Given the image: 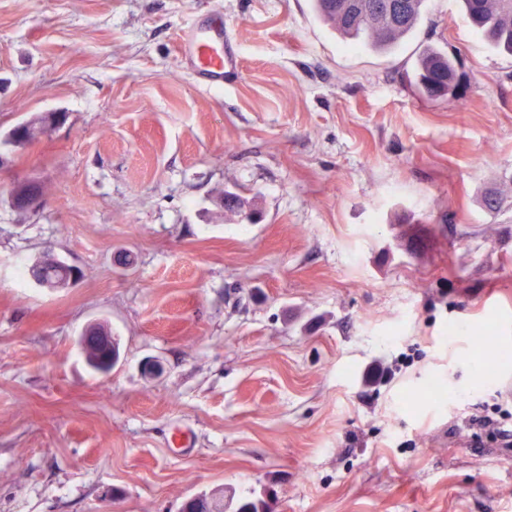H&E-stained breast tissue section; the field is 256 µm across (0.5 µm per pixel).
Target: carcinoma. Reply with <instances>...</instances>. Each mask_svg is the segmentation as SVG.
Here are the masks:
<instances>
[{"label": "carcinoma", "mask_w": 512, "mask_h": 512, "mask_svg": "<svg viewBox=\"0 0 512 512\" xmlns=\"http://www.w3.org/2000/svg\"><path fill=\"white\" fill-rule=\"evenodd\" d=\"M426 0H314L319 15L341 34L359 40L363 45L388 52L416 29ZM465 13L476 30L487 37L498 50L512 54V0H463ZM414 87L429 98L458 93L457 70L453 57L435 48L424 50L413 70ZM52 115L26 122L29 134L14 140L17 146L34 142ZM73 267L65 262L44 264L36 258L27 272H39L50 289L66 286ZM215 502L222 512H273L263 498L237 497L231 493L213 492L199 495V502L188 505L185 512H203L201 502Z\"/></svg>", "instance_id": "obj_1"}]
</instances>
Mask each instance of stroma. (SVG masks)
<instances>
[{"label": "stroma", "instance_id": "1", "mask_svg": "<svg viewBox=\"0 0 512 512\" xmlns=\"http://www.w3.org/2000/svg\"><path fill=\"white\" fill-rule=\"evenodd\" d=\"M215 11L237 60L220 89L179 49ZM426 44L459 96L410 86ZM48 112L62 124L6 143ZM0 156V512H180L215 490L512 512V447L476 422L512 412V55L460 0H427L389 54L312 0H0ZM29 179L46 202L21 214ZM48 249L73 286L18 280ZM98 321L120 347L105 377L77 344ZM52 117H53V115L48 114L45 116H40L38 118H35L31 121H23L29 127V134L26 138H20V139L14 140L13 141L14 144L17 146H25L30 143H33L38 138V135L41 133L43 127L52 120ZM26 125L20 124V125L14 126L13 129L11 130V135L13 137L25 136L26 130H27ZM38 182V181H37ZM39 183V182H38ZM39 187L43 192V186L39 183ZM39 190L23 192L18 187L13 188L9 195V202L14 209L26 211L27 213H38L44 202V194Z\"/></svg>", "mask_w": 512, "mask_h": 512}]
</instances>
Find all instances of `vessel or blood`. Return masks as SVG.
<instances>
[{
    "label": "vessel or blood",
    "mask_w": 512,
    "mask_h": 512,
    "mask_svg": "<svg viewBox=\"0 0 512 512\" xmlns=\"http://www.w3.org/2000/svg\"><path fill=\"white\" fill-rule=\"evenodd\" d=\"M223 42L224 22L217 17L207 25L185 31L181 37L182 53L193 71L207 85L217 88L223 87L226 71L235 65L224 53Z\"/></svg>",
    "instance_id": "1"
}]
</instances>
